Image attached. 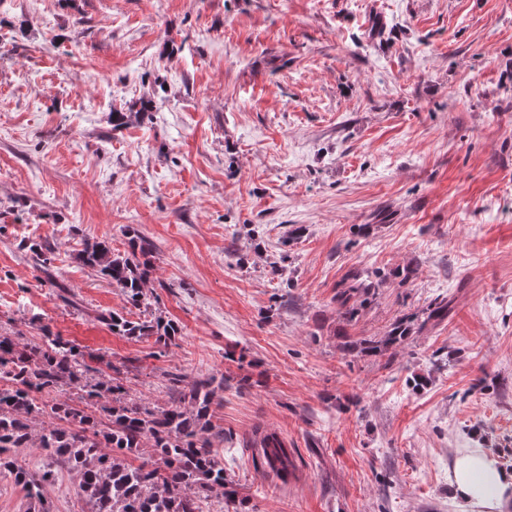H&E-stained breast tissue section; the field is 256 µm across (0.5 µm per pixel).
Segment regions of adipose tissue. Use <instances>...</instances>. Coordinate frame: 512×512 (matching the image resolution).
Masks as SVG:
<instances>
[{"mask_svg": "<svg viewBox=\"0 0 512 512\" xmlns=\"http://www.w3.org/2000/svg\"><path fill=\"white\" fill-rule=\"evenodd\" d=\"M448 481L460 512H512V471L490 449L457 452Z\"/></svg>", "mask_w": 512, "mask_h": 512, "instance_id": "obj_1", "label": "adipose tissue"}]
</instances>
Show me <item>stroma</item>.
<instances>
[{"mask_svg": "<svg viewBox=\"0 0 512 512\" xmlns=\"http://www.w3.org/2000/svg\"><path fill=\"white\" fill-rule=\"evenodd\" d=\"M131 228L181 329L165 349L98 321L129 306L76 259ZM358 269L386 279L349 322ZM442 298L385 355L343 351ZM36 316L151 406L167 374L223 380L246 512H459L458 450L512 469V0H0V336ZM17 461L53 468L52 512H88L63 461ZM21 248L31 253L33 259L40 265L44 273H50L54 250L48 241L29 240L23 242ZM350 279L349 286L336 293V304L345 316L353 317L356 309L354 303L350 304L351 299L355 295L368 294L371 289L378 288L385 276H381L378 270H362L354 272ZM256 445L262 448L263 463L270 471L280 478L292 474L295 464L290 452H288V444L277 433L264 434L256 442Z\"/></svg>", "mask_w": 512, "mask_h": 512, "instance_id": "35a3bbf8", "label": "stroma"}]
</instances>
